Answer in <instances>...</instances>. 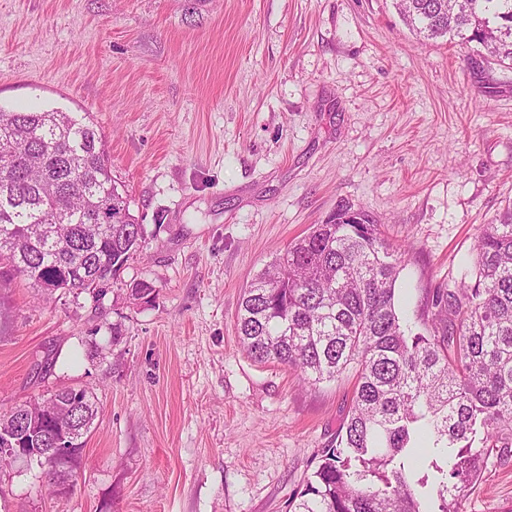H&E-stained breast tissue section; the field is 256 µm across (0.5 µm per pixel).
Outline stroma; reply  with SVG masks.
<instances>
[{
	"instance_id": "35a3bbf8",
	"label": "stroma",
	"mask_w": 512,
	"mask_h": 512,
	"mask_svg": "<svg viewBox=\"0 0 512 512\" xmlns=\"http://www.w3.org/2000/svg\"><path fill=\"white\" fill-rule=\"evenodd\" d=\"M0 108L89 113L146 229L100 298L0 281V411L77 385L102 408L72 494L17 463L0 512H288L353 380L253 361L245 285L348 204L405 248L416 320L512 203V70L393 0H0ZM458 509L512 512V453Z\"/></svg>"
}]
</instances>
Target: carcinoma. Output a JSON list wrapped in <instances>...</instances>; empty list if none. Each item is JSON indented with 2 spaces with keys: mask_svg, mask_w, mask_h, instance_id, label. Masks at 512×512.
<instances>
[{
  "mask_svg": "<svg viewBox=\"0 0 512 512\" xmlns=\"http://www.w3.org/2000/svg\"><path fill=\"white\" fill-rule=\"evenodd\" d=\"M407 25L461 46L476 44L512 69V0H395ZM327 221L288 245L244 289L237 315L243 349L259 363L295 369L315 386L344 373L355 395L334 444L322 451L289 512H457L494 443L512 436V204L477 237L474 281L436 291L421 332L400 306L405 250L359 212ZM145 228L112 179L102 134L86 113L0 108V277L73 298L119 276L142 251ZM62 389L24 411L50 447ZM99 413L93 393L64 414L76 447L43 468L70 482Z\"/></svg>",
  "mask_w": 512,
  "mask_h": 512,
  "instance_id": "carcinoma-1",
  "label": "carcinoma"
}]
</instances>
